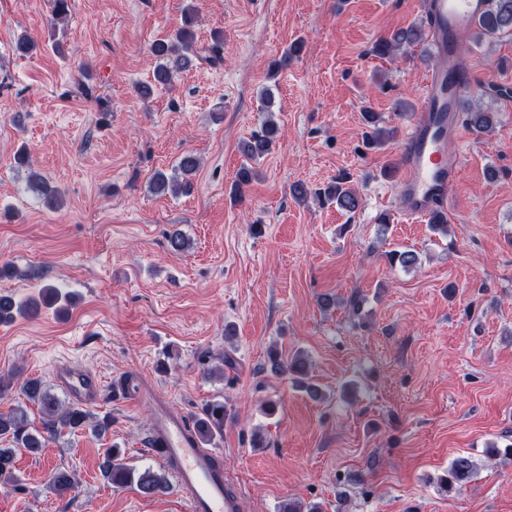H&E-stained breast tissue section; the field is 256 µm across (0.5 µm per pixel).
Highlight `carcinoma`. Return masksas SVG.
<instances>
[{
	"mask_svg": "<svg viewBox=\"0 0 512 512\" xmlns=\"http://www.w3.org/2000/svg\"><path fill=\"white\" fill-rule=\"evenodd\" d=\"M195 14L193 8L185 12L182 25L176 31L164 38L156 40L151 46V53L157 64L154 70V82L169 83L176 74L188 70L198 64L216 65L223 60L219 45H195ZM512 34V0H490V8L480 19L477 26L479 37H496L501 34ZM425 39V30L416 25L400 28L390 35L380 38L373 46V52L379 56L395 55L409 47L418 45ZM271 100H266V117L260 130L251 139L243 142L241 152L245 163L238 171L237 180L230 190V196L236 198L242 192V186L249 184L255 177L252 163L267 154L273 147L279 128L270 112ZM364 130L363 144L368 149H381L391 139L392 131L383 126V119L377 112L366 110L362 115ZM467 125L479 134L490 132L495 125V113L481 107L467 113ZM200 158L192 153H184L171 174L157 173L152 180V189L157 194L171 192L186 193L190 189V177L195 175L200 167ZM28 187L37 193L44 204L58 205L55 191L37 174L29 176ZM294 200L300 202L313 198L321 206L334 205L336 208L353 214L360 205V199L353 187V181L348 173H342L336 178L314 188L298 182L290 189ZM390 266H400L409 269L416 266L419 257L413 250H394L387 254ZM45 302L57 305L63 310L69 303V298L61 294L57 288L47 285L42 291ZM39 306L35 303L17 301L11 295L0 294V324L9 323L18 315L35 317L39 314ZM270 370L276 374L289 375L296 385L306 387L310 396H320L319 390L308 384L309 362L301 353H296L287 359H282L276 351L269 358ZM26 397L40 406V427H29L26 412L15 407L7 412H0V440L11 443L9 448H0V477L8 478L13 475L16 453L24 450L31 455H37L45 447L46 441L60 435L62 431L76 432L88 426L90 414L77 406H65L49 393L38 378L29 379L22 386ZM224 403L209 404L204 416L195 420L194 427L203 441L207 442L214 434L224 429ZM104 479L114 488H122L134 484L144 495H155L168 488L166 477L147 468L138 471L125 462V451L122 448H108L100 464ZM473 474V464L465 456L456 457L447 472L441 478L442 484L449 490L468 482ZM77 481L66 469H57L50 478V488L59 499L72 494Z\"/></svg>",
	"mask_w": 512,
	"mask_h": 512,
	"instance_id": "obj_1",
	"label": "carcinoma"
}]
</instances>
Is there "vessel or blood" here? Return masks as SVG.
Masks as SVG:
<instances>
[{
    "label": "vessel or blood",
    "mask_w": 512,
    "mask_h": 512,
    "mask_svg": "<svg viewBox=\"0 0 512 512\" xmlns=\"http://www.w3.org/2000/svg\"><path fill=\"white\" fill-rule=\"evenodd\" d=\"M486 7L487 0H424L439 63L424 80L422 110L400 147V196L409 218L424 219L448 209L449 190L461 165L460 153L452 148L463 137L459 102L475 84L474 76L459 64V36ZM54 381L80 406L97 403L103 396L98 377L69 364L56 367ZM121 398L128 404L153 402L148 440L162 445L163 461L185 495L187 512H241L222 453L202 447L187 420L173 412L163 396L146 383L129 382L122 387Z\"/></svg>",
    "instance_id": "b4317fda"
}]
</instances>
